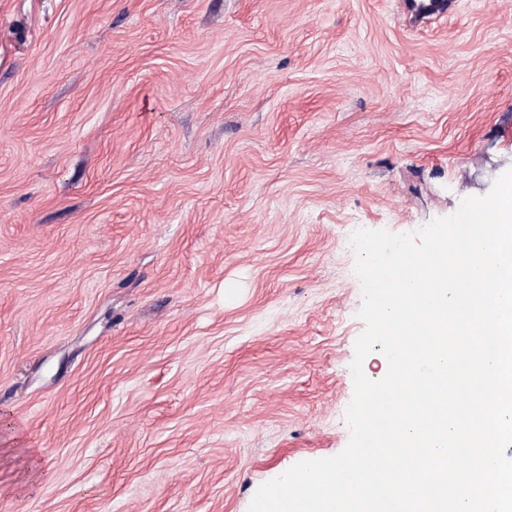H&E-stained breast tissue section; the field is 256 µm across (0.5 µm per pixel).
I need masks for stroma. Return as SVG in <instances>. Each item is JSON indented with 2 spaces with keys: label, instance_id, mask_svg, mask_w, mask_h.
<instances>
[{
  "label": "stroma",
  "instance_id": "obj_1",
  "mask_svg": "<svg viewBox=\"0 0 512 512\" xmlns=\"http://www.w3.org/2000/svg\"><path fill=\"white\" fill-rule=\"evenodd\" d=\"M416 14L0 0V512H248L346 447L353 232L512 169V0Z\"/></svg>",
  "mask_w": 512,
  "mask_h": 512
}]
</instances>
